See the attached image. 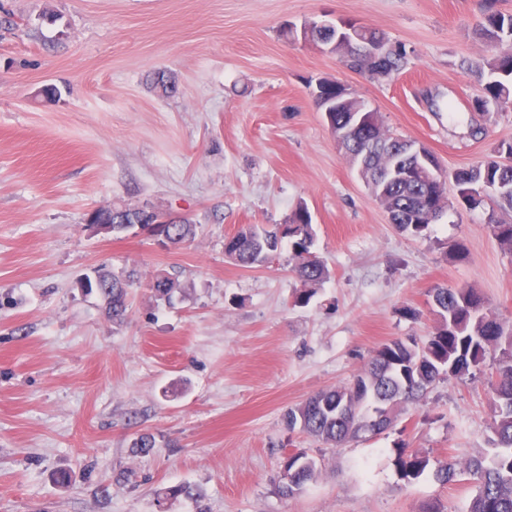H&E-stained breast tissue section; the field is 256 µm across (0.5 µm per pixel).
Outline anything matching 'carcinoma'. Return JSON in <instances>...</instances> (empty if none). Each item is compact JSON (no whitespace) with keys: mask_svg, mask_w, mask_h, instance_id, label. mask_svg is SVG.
Masks as SVG:
<instances>
[{"mask_svg":"<svg viewBox=\"0 0 512 512\" xmlns=\"http://www.w3.org/2000/svg\"><path fill=\"white\" fill-rule=\"evenodd\" d=\"M480 34L492 46V54L478 67L484 78L480 94L472 99L473 111L485 114L499 108L504 99H512V14L503 13L489 2L479 28ZM342 62L351 70L398 72L407 64L406 52L398 49L382 59L367 61L360 49L341 48ZM155 92L168 97L174 92L172 76L157 71L152 78ZM374 138L384 149L365 154L362 134L347 137L345 156L353 165L364 164L367 184L386 212L392 214L398 231L420 237L429 224L441 216L437 210L439 191H427L415 183L394 182L387 172L392 164L397 137L382 125L376 127ZM461 185H502L508 192L469 195L464 202L476 207L489 199L495 208L489 212L487 227L499 245L512 254V163L497 159L460 168L453 173ZM92 223L110 224L121 231L143 221L142 209L127 205L102 208L89 218ZM166 244L179 246L195 236V225L187 219L161 225ZM316 231L312 215L306 206L291 210L285 223L271 231L250 225L224 241V251L236 265L253 268L261 265L288 243L292 252V270L301 282L294 305L306 306L329 278L324 261L313 255ZM135 281V273L122 279L101 268L97 270V291L106 303L112 320L121 321L128 313L127 286ZM155 298L172 302L180 284L167 276L149 281ZM438 326L430 338L416 341L391 340L373 351L368 364L353 379L343 385L318 391L304 402L288 410V429L301 432L333 447L361 437L368 431L367 421L356 414L358 408L373 411L393 408L400 404L417 405L424 401L430 389L440 380L465 381L477 378V371L492 359L493 371L488 384L494 400L492 450L458 461L450 459L434 473L435 480L445 486L468 475L477 491L469 512H512V350L502 346L500 338L507 335L504 322L491 310L485 297L474 288H443L433 290ZM429 459L417 450H402L398 466L407 479L419 478L427 469ZM281 471L291 482L279 481L278 491L286 497L301 494L318 471L317 461L304 452L287 454Z\"/></svg>","mask_w":512,"mask_h":512,"instance_id":"carcinoma-1","label":"carcinoma"}]
</instances>
